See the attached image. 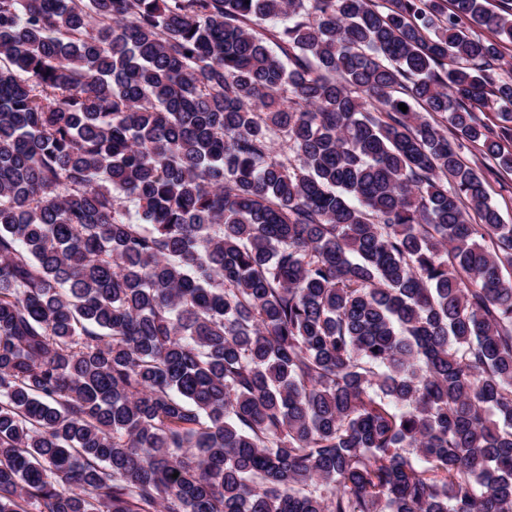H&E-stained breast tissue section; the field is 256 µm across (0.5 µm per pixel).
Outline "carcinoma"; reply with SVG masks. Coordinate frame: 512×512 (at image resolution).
I'll list each match as a JSON object with an SVG mask.
<instances>
[{
  "mask_svg": "<svg viewBox=\"0 0 512 512\" xmlns=\"http://www.w3.org/2000/svg\"><path fill=\"white\" fill-rule=\"evenodd\" d=\"M505 43L491 0H0V512H512ZM492 204L500 211L505 224H512V172L487 174Z\"/></svg>",
  "mask_w": 512,
  "mask_h": 512,
  "instance_id": "carcinoma-1",
  "label": "carcinoma"
}]
</instances>
